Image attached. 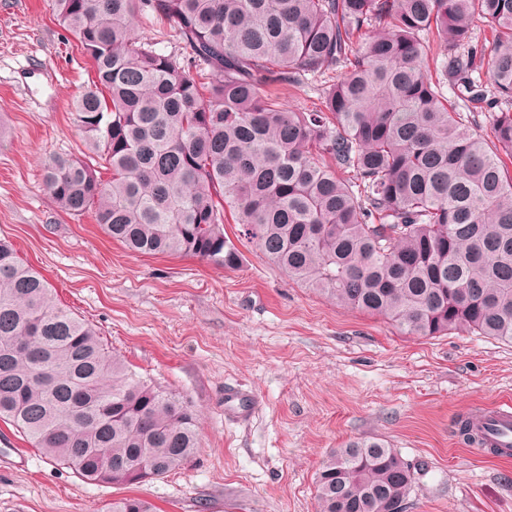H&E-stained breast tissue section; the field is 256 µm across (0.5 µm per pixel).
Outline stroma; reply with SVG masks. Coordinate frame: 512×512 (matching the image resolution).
I'll return each instance as SVG.
<instances>
[{
	"label": "stroma",
	"mask_w": 512,
	"mask_h": 512,
	"mask_svg": "<svg viewBox=\"0 0 512 512\" xmlns=\"http://www.w3.org/2000/svg\"><path fill=\"white\" fill-rule=\"evenodd\" d=\"M134 29L184 59L154 15ZM94 78L52 0H0V239L137 372L197 407L201 442L161 478L93 483L0 422V441L25 456L0 465V512H101L130 495L158 512H316L321 463L372 437L420 468L408 512H512V457L478 454L455 428L470 407L512 399V344L403 334L311 292L250 244L235 270L130 255L93 212L58 208L43 180L47 159L84 152L72 105ZM231 387L250 395L246 415L226 403Z\"/></svg>",
	"instance_id": "stroma-1"
}]
</instances>
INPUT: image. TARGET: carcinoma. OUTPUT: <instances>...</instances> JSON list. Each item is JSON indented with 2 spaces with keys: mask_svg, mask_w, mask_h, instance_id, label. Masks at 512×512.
Instances as JSON below:
<instances>
[{
  "mask_svg": "<svg viewBox=\"0 0 512 512\" xmlns=\"http://www.w3.org/2000/svg\"><path fill=\"white\" fill-rule=\"evenodd\" d=\"M146 8L178 31L187 63L134 33ZM54 11L96 75L73 107L98 165L43 167L61 209L95 211L134 254L235 269L230 217L238 238L333 302L408 335L512 343V174L500 158L512 155V0H54ZM329 69L317 106L281 102L278 87ZM484 104L497 107L488 133L474 115ZM0 420L90 482L155 479L199 447L194 405L137 375L2 239ZM414 488V467L384 441H349L323 461L318 512H406ZM106 512L153 506L124 497Z\"/></svg>",
  "mask_w": 512,
  "mask_h": 512,
  "instance_id": "carcinoma-1",
  "label": "carcinoma"
}]
</instances>
